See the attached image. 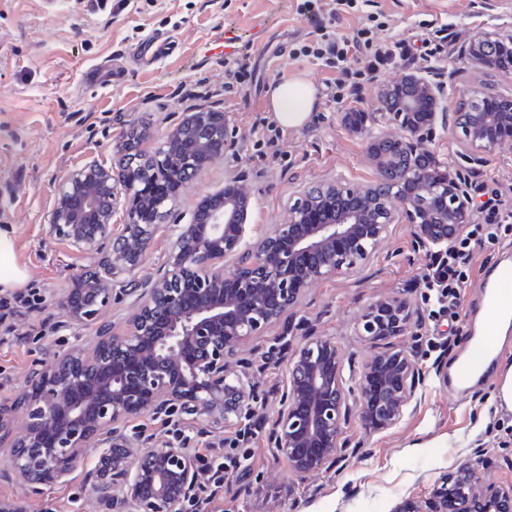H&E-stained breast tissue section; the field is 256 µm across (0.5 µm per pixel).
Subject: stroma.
<instances>
[{
	"mask_svg": "<svg viewBox=\"0 0 512 512\" xmlns=\"http://www.w3.org/2000/svg\"><path fill=\"white\" fill-rule=\"evenodd\" d=\"M296 7L297 0H0V225L12 227L27 285L40 295L31 312L14 318L12 345L0 346L1 404L23 393L29 370L96 331L71 324L59 303L88 260L49 235L44 215L65 172L93 160L108 167L123 162L122 142L130 128L142 131V151L149 156L184 113L221 112L227 119L223 159L194 175L162 209L138 270L147 280L167 257L171 225L188 223L199 202L226 180L247 189L252 241L287 221L289 204L303 191L339 179L374 184L378 167L369 141L380 133L400 136L401 130L379 123L356 132L341 116L376 111L383 90L404 75L419 74L442 88L448 120L437 127L428 148L450 171L463 163L453 120L461 103L479 97L490 84L512 97V74L477 70L462 52L475 34L512 33V0H365L364 11L381 24L378 39L418 45L440 35L442 54L414 64L395 62L375 80L363 81L358 101L346 110L318 97L302 127L281 130L276 156H264L254 131L273 123L268 87L300 76L320 90L329 76L319 62L291 56L292 49L314 37ZM156 34L174 40L176 49L149 69H139L133 50ZM228 56L252 72L251 82L232 94L224 91ZM470 179L473 198L482 202L496 195L510 219L498 239L476 244L454 315H433V301L419 286L429 257L415 251L410 226L402 219L391 225L366 265L352 276L313 285L295 309L254 341L259 352L275 350L289 326L304 322L317 335L334 338L345 365L356 369L374 353L356 333L358 313L375 301L405 297L413 309L419 333L414 349L426 379L402 421L381 433L351 421L345 436L358 453L338 468L300 479L268 448L262 431L242 441L229 424L203 438L196 420L185 417L180 428L190 435L193 453L224 462L208 512H397L404 501L424 502L435 480L474 448L484 449L487 459L480 481L512 483V410L497 402V377L512 364V330L494 359V377L464 390L443 382L464 339L476 331L482 273L512 262V141L480 152ZM287 379L283 359L254 369L256 420L271 422L276 392ZM21 496L30 512H101L80 469L69 483L43 485L33 494L18 481L0 480L1 498Z\"/></svg>",
	"mask_w": 512,
	"mask_h": 512,
	"instance_id": "stroma-1",
	"label": "stroma"
}]
</instances>
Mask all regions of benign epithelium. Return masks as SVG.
Instances as JSON below:
<instances>
[{
    "instance_id": "7a95c632",
    "label": "benign epithelium",
    "mask_w": 512,
    "mask_h": 512,
    "mask_svg": "<svg viewBox=\"0 0 512 512\" xmlns=\"http://www.w3.org/2000/svg\"><path fill=\"white\" fill-rule=\"evenodd\" d=\"M470 60L498 68L512 54V36L475 35ZM477 112H463L460 154L492 148L512 139V100L486 90ZM381 119L403 130L399 138L371 140L379 160V184L356 187L336 181L302 193L289 218L257 242L246 241L248 196L237 182L206 196L187 224H175L168 259L156 277H136L156 220L143 218L145 204L126 188L123 171L98 162L70 170L45 223L48 233L94 260L72 278L60 300L72 322L88 325L112 304L114 293L132 294L136 316L124 331L107 326L81 346L57 355L50 369L29 373L21 398L0 405V438L16 414L25 421L13 439L10 470L31 487L69 481L97 454L85 472L103 512H201L211 497L201 482L203 461L174 439L128 451L127 424L145 412L173 426L191 415L204 436L250 416L257 399L249 382L253 359H239L240 373L227 370L238 354L296 306L313 284L349 275L370 260L404 208L417 250L444 252L465 231L472 207L465 173L441 172L428 143L444 119L442 95L424 77L405 75L381 96ZM222 112H187L153 155L150 178L164 176L180 187L224 157ZM125 211L113 236L112 223ZM107 255H102L105 247ZM238 257L237 265L224 260ZM407 300L394 296L364 308L357 331L382 351L344 375L336 342L310 332L288 360V381L280 391L275 419L266 429L269 447L291 472L326 469L347 454L345 427L354 419L365 430L398 425L424 381L413 350L398 344L411 333ZM485 466L482 449L433 485L419 505L397 512H512V485L475 480Z\"/></svg>"
}]
</instances>
